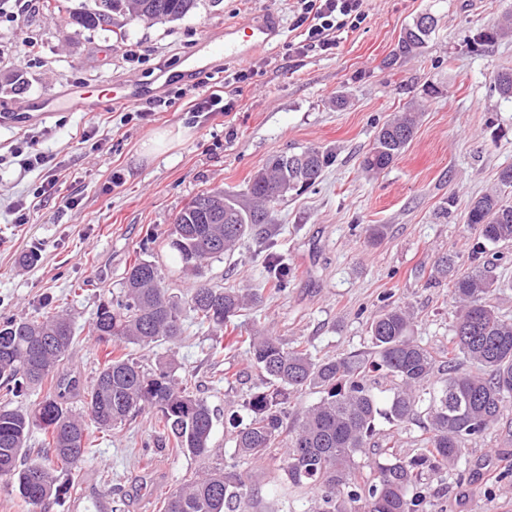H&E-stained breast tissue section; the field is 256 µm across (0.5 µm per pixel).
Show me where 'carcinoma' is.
I'll return each mask as SVG.
<instances>
[{
  "mask_svg": "<svg viewBox=\"0 0 512 512\" xmlns=\"http://www.w3.org/2000/svg\"><path fill=\"white\" fill-rule=\"evenodd\" d=\"M197 0H94V7L70 13L80 26L106 28L122 13L145 22L186 16ZM435 30L412 23L400 37L399 50L418 53ZM512 33V13L502 15L492 35ZM494 90L512 99V70L499 72ZM422 113L411 108L378 128L362 167L369 173L389 168L413 138ZM335 161L332 153L310 147L273 158L237 194L211 189L195 196L179 213L164 239L177 255L182 272L194 277L184 295L164 285L158 261L139 257L126 272L123 292L98 304L88 336L112 347L90 384L64 369L76 345L67 314L45 301L26 317L0 319V487L28 505L42 507L63 494L61 476L86 458L89 437L129 425L152 413L161 443L201 461L214 453L215 415L197 395L179 365L161 358L146 370L123 353L122 346L151 348L174 342L191 317L215 336L209 356L224 355V330L241 310L260 302L257 292L215 288L203 280V267L235 251L248 229L267 223L269 209L288 195L315 185ZM512 166L504 168L498 188L473 200L466 223L480 226L488 244L512 241ZM476 267L452 281L458 311L448 350H431L415 339L413 317L399 304H386L368 322L373 351L369 356L317 358L304 346H287L258 329L235 337L264 384L249 394L246 418L231 415L235 461L195 473L162 502L160 512H240L261 500L238 460H261L284 449L280 471L288 487L314 490L303 512H424L429 475L454 471L468 447L484 440L512 406V321L501 319L491 303L500 282L490 265ZM268 274L280 288L287 268L272 257ZM389 381L380 403L379 378ZM320 394L303 408L296 399L306 391ZM83 397L77 410L71 398ZM383 417L402 428L423 421L417 448L409 457L394 453V435L376 432ZM45 446L28 454L34 431ZM370 453L369 474L358 457Z\"/></svg>",
  "mask_w": 512,
  "mask_h": 512,
  "instance_id": "obj_1",
  "label": "carcinoma"
}]
</instances>
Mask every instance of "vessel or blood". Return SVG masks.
Segmentation results:
<instances>
[{
  "label": "vessel or blood",
  "instance_id": "obj_1",
  "mask_svg": "<svg viewBox=\"0 0 512 512\" xmlns=\"http://www.w3.org/2000/svg\"><path fill=\"white\" fill-rule=\"evenodd\" d=\"M280 34V26L274 16L263 15L236 23L225 29L223 37L208 36L199 41L196 48L183 62L186 75H201L217 72L219 63L247 65L261 50L273 45ZM154 90L150 84L135 81L113 90L107 83L93 88H79L62 97L52 95L34 100L27 112H35L38 120L51 119L59 109L71 112H101L112 103L134 107L151 98Z\"/></svg>",
  "mask_w": 512,
  "mask_h": 512
}]
</instances>
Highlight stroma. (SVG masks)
Masks as SVG:
<instances>
[{"label": "stroma", "mask_w": 512, "mask_h": 512, "mask_svg": "<svg viewBox=\"0 0 512 512\" xmlns=\"http://www.w3.org/2000/svg\"><path fill=\"white\" fill-rule=\"evenodd\" d=\"M0 0V43L28 42L24 61L0 58V103L20 110L60 85L104 80L150 79L161 65L176 66L206 35L262 14L275 15L283 34L274 49L256 54V74L242 82L234 109L193 117L211 82L184 92L164 91L172 106L148 118L123 105L93 114L59 111L47 122L0 126V314L32 312L52 299L71 315L79 336L66 367L91 381L105 359L104 346L87 330L99 300L118 294L129 266L151 237L161 236L182 207L205 189L245 190L249 178L273 157L309 147L331 151L336 161L322 180L275 205L230 256L209 262L213 284L258 289L263 301L243 312L247 328L306 346L314 356L368 353L371 316L392 296L408 306L414 334L424 345L447 346L456 304L447 282H434L433 266L451 256L458 272L477 267L472 246L479 227L465 221L471 200L495 187L499 171L512 166V101L493 89L498 71L512 69V35L473 48L474 35L497 24L512 0H366V23L343 34L331 54H289L295 0H198L187 16L148 24L115 16L111 29L82 28L72 11L93 0ZM431 13L434 32L423 52L395 57L402 29ZM127 45L142 57L129 63ZM439 93L426 97L427 85ZM344 107H337V96ZM423 106L415 136L403 154L377 175L362 171L378 123L410 103ZM179 133L165 152L144 156L143 145L159 131ZM36 141L52 156L50 167L24 170L14 148ZM120 183H113V175ZM57 195L13 221L14 204L31 199L43 181ZM383 227L376 241L366 229ZM37 249L40 259L19 257ZM283 256L288 286L275 292L267 278L269 252ZM210 336L186 319L182 336L132 357L153 367L174 358L191 374L201 397L217 413L213 445L230 452L231 413L259 382L243 348L228 346L224 359L206 355ZM512 408L492 434L470 451L457 472L433 479L426 512H512ZM150 414L132 425L98 434L65 495L45 512H159L179 481L200 460L157 447ZM282 449L239 468L264 499L291 497L306 489L276 482Z\"/></svg>", "instance_id": "35a3bbf8"}]
</instances>
